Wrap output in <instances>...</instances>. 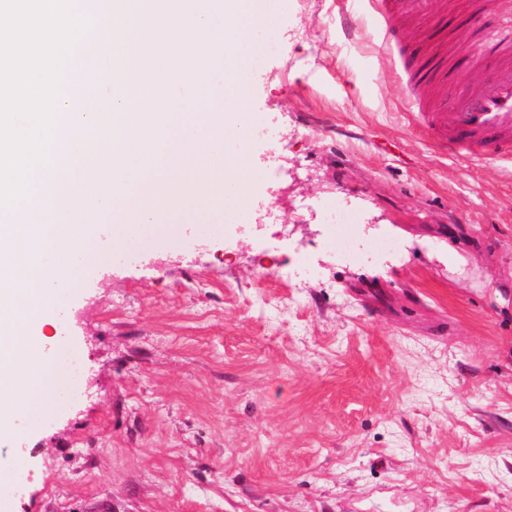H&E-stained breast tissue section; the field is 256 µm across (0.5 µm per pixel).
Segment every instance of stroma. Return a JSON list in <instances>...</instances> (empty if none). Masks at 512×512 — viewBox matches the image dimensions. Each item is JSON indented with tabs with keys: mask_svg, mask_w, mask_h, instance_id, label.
Here are the masks:
<instances>
[{
	"mask_svg": "<svg viewBox=\"0 0 512 512\" xmlns=\"http://www.w3.org/2000/svg\"><path fill=\"white\" fill-rule=\"evenodd\" d=\"M276 10L245 206L174 245L74 213L96 240L43 331L82 378L0 444V512H512V171L433 147L356 0ZM335 196L402 250L337 259Z\"/></svg>",
	"mask_w": 512,
	"mask_h": 512,
	"instance_id": "obj_1",
	"label": "stroma"
}]
</instances>
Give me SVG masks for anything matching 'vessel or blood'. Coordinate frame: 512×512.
<instances>
[{
	"label": "vessel or blood",
	"mask_w": 512,
	"mask_h": 512,
	"mask_svg": "<svg viewBox=\"0 0 512 512\" xmlns=\"http://www.w3.org/2000/svg\"><path fill=\"white\" fill-rule=\"evenodd\" d=\"M383 46L395 47L401 75L413 103L423 110L442 153L479 160L491 157L512 164V23L505 33L486 39L479 59L497 74L492 91L475 85L450 93L449 79L458 77L462 52L437 38L440 18L430 19L421 38L400 45L392 22L395 12L425 16L427 0H364Z\"/></svg>",
	"instance_id": "obj_1"
}]
</instances>
